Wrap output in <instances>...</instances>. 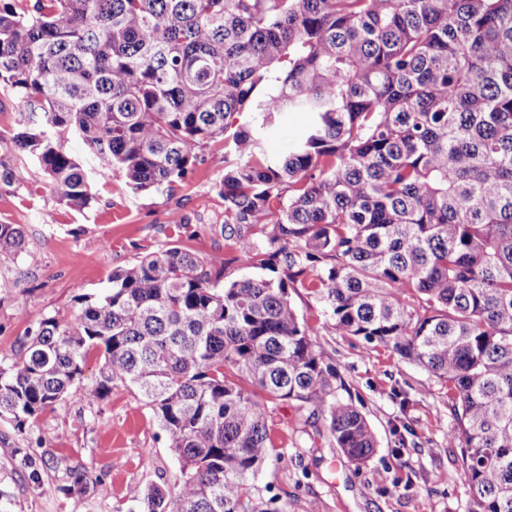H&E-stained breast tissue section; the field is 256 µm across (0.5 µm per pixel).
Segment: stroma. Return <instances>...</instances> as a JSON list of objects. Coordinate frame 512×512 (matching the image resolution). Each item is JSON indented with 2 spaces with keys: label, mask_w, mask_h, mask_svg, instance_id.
Wrapping results in <instances>:
<instances>
[{
  "label": "stroma",
  "mask_w": 512,
  "mask_h": 512,
  "mask_svg": "<svg viewBox=\"0 0 512 512\" xmlns=\"http://www.w3.org/2000/svg\"><path fill=\"white\" fill-rule=\"evenodd\" d=\"M213 162L197 166L170 192L130 193L122 175L91 174L93 199L74 210L58 204L33 174L0 190V224L21 225L27 248L0 257V359H11L26 332L50 315L70 316L74 299L110 286L114 269L179 241L199 256L224 258V200L213 189ZM57 213L43 223V211ZM188 225L172 224V213ZM293 301L316 321V342L335 366L339 397L366 416L377 440L362 466L348 463L325 423L296 401L268 405L278 454L259 483L287 512H465L467 488L448 445L454 418L448 391L424 370L323 322L318 304ZM29 449L35 470L18 465L14 448ZM86 471V491L71 490L74 469ZM178 470L158 421L133 387L116 384L94 403L73 397L17 431L0 420V512H130L129 487L172 483Z\"/></svg>",
  "instance_id": "1"
}]
</instances>
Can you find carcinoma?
<instances>
[{
    "label": "carcinoma",
    "mask_w": 512,
    "mask_h": 512,
    "mask_svg": "<svg viewBox=\"0 0 512 512\" xmlns=\"http://www.w3.org/2000/svg\"><path fill=\"white\" fill-rule=\"evenodd\" d=\"M0 95L25 108L0 187L31 168L87 206L68 135L133 194L210 159L228 247L217 264L174 241L42 318L0 362L1 420L21 433L131 386L180 472L130 488L137 512H283L258 484L267 403L312 405L357 466L376 448L303 290L448 389L466 512H512V0H0ZM290 112L304 132L269 150L260 131ZM24 247L0 224V255Z\"/></svg>",
    "instance_id": "1"
}]
</instances>
